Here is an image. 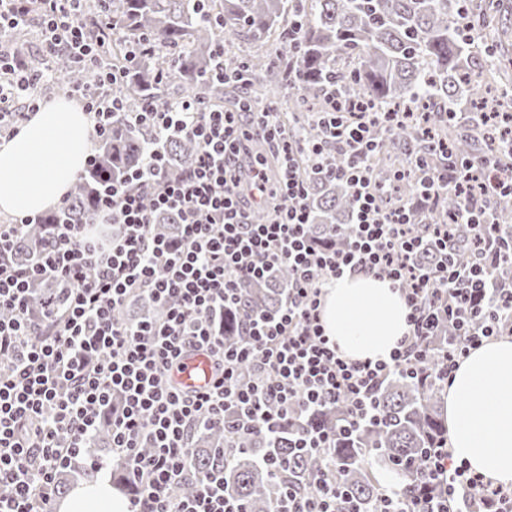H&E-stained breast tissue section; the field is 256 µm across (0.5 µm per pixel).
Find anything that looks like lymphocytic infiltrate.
I'll list each match as a JSON object with an SVG mask.
<instances>
[{
    "label": "lymphocytic infiltrate",
    "instance_id": "obj_1",
    "mask_svg": "<svg viewBox=\"0 0 512 512\" xmlns=\"http://www.w3.org/2000/svg\"><path fill=\"white\" fill-rule=\"evenodd\" d=\"M81 2L0 0V140L18 133L55 82L50 73L26 71L15 51L16 35L35 26L44 56L63 53L81 64L85 80L65 92L89 114L94 138L122 111L131 125L191 139L198 153L174 179L163 156L151 154L145 167L100 193L91 223L50 225L49 247L32 265L16 262L14 242L42 215L0 224V512H50L56 473L77 465L116 394L122 405L112 413V456L132 479L128 512H242L220 477L192 498L173 495L175 484L192 476L193 431L223 429L233 410L253 430L271 434L296 412L339 402L349 425L360 426L377 417L379 385L422 361L417 342L440 321L456 323L459 336L443 355L445 378L471 348L499 337L507 292L488 271L512 264V252L493 248L497 228L484 219L482 175L496 168L493 154L448 162L422 179L414 199L390 205L370 175L376 144L369 127L378 105L327 95L314 141L285 126L271 100L224 111L186 96L170 107L147 101L126 112L111 88L138 54L127 53L126 67H112L104 48L122 32L108 8L89 17ZM91 26L99 38L89 37ZM333 148L340 163L328 155ZM496 170L493 186L511 190L512 168ZM315 175L342 178L353 190V222L341 248L309 235L306 198ZM449 187L465 200L453 222L467 229L474 259L466 268L442 262L426 270L413 262L423 236L412 215ZM266 207L272 216L256 223L255 210ZM159 211L177 213L176 239L154 232ZM283 263L292 276L286 300L274 315L249 319L237 346H225L224 315L239 302L240 281ZM365 271L391 280L410 309L408 334L389 359L375 363L346 359L321 320L325 288ZM45 278L63 288L57 306L37 315L30 300ZM438 279L446 290L434 288ZM142 293L163 304L165 316L120 319ZM196 351L208 354L211 378L188 390L177 375ZM426 466L439 494L407 508L386 494L388 512H453L462 496L476 512H512V490L453 459L446 445L432 450ZM340 504L325 470L311 493L281 492L274 512H338Z\"/></svg>",
    "mask_w": 512,
    "mask_h": 512
}]
</instances>
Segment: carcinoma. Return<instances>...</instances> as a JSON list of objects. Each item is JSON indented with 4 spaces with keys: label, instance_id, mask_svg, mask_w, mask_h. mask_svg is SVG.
Instances as JSON below:
<instances>
[{
    "label": "carcinoma",
    "instance_id": "cac0c4a2",
    "mask_svg": "<svg viewBox=\"0 0 512 512\" xmlns=\"http://www.w3.org/2000/svg\"><path fill=\"white\" fill-rule=\"evenodd\" d=\"M112 19L127 36L148 47L126 79L112 88L130 111L146 100L171 104L195 95L215 108L224 100L239 106L247 95L261 89L288 94V125L308 139L321 135L316 113L325 108L331 89L343 96L380 105L385 112H425L435 140L446 143V154L458 163L473 162L491 143L512 138V126L489 120L486 97L490 85L479 73L507 75L512 54L505 42L509 28L495 25L497 0H111ZM242 34L257 49L241 54L229 48L216 56L226 36ZM229 71L248 69L251 85L241 88L216 79V65ZM53 70L74 83L85 78L65 57L52 62ZM419 119L391 124L381 119L373 127L377 150L372 159L376 180L387 184L406 166L407 152L421 155L431 171L444 165L429 149L418 128ZM159 149L167 172L176 175L190 166L197 145L182 137L158 139L154 129L133 127L117 113L110 134L97 148V165L76 180L65 210L45 215L44 223L88 224L105 182L120 181L144 166L147 154ZM492 210L488 221L498 225V247L512 248V193L489 191ZM311 234L320 241L342 245L351 221V189L331 177L315 178L309 189ZM462 205L450 188L437 204L422 214V225L444 224ZM179 217L164 213L155 232L172 238ZM47 237L40 225L26 230L16 243L15 255L24 262L43 249ZM443 255L432 241L419 253L418 262L435 268ZM500 288L512 287V266L490 270ZM288 267L279 265L270 276L240 284L237 310L224 315V345L239 339L240 323L276 312L288 295ZM456 336L443 328L427 341L426 358L418 375L395 373L377 389L379 421L346 428L347 409L339 403L313 415H296L278 431L246 434L229 414L224 434L202 431L192 441L193 479L175 487L177 497L213 478L214 467L224 462V490L241 503L244 512H272L280 482H289L303 495L309 493L324 461L293 447L299 429L324 428L336 437L330 455L336 462V488L342 512H381L385 490L380 475L398 478L396 496L409 502L426 481L423 456L447 437L440 358ZM88 460L111 469L112 482L122 486L124 471L109 454L83 449ZM278 457L285 467L282 479L273 477L265 460ZM99 470L87 465L60 473L55 479L56 499L64 498L74 481L92 480Z\"/></svg>",
    "mask_w": 512,
    "mask_h": 512
}]
</instances>
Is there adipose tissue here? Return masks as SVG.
Masks as SVG:
<instances>
[{
  "mask_svg": "<svg viewBox=\"0 0 512 512\" xmlns=\"http://www.w3.org/2000/svg\"><path fill=\"white\" fill-rule=\"evenodd\" d=\"M91 132L89 115L63 96L30 113L0 144V212L33 215L57 205L85 165ZM408 313L390 280L362 272L328 288L322 321L346 358L376 361L406 334ZM445 410L454 458L512 487V338L469 351L448 381ZM68 503L69 512H127L105 480L76 487Z\"/></svg>",
  "mask_w": 512,
  "mask_h": 512,
  "instance_id": "adipose-tissue-1",
  "label": "adipose tissue"
}]
</instances>
